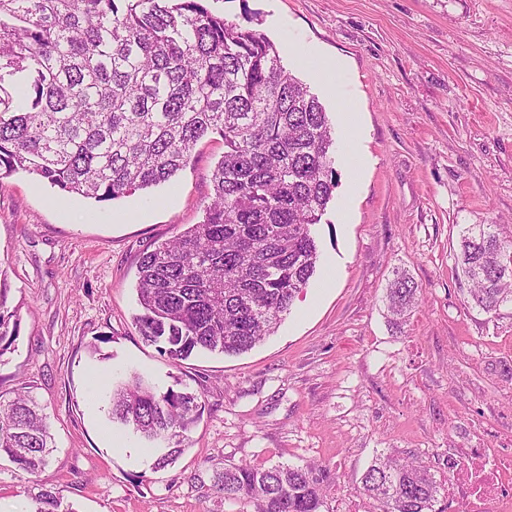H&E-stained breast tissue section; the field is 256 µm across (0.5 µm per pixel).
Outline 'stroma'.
I'll return each mask as SVG.
<instances>
[{"mask_svg":"<svg viewBox=\"0 0 512 512\" xmlns=\"http://www.w3.org/2000/svg\"><path fill=\"white\" fill-rule=\"evenodd\" d=\"M210 8L271 40L328 113L339 186L315 227L317 272L250 351L175 362L135 325L138 262L201 223L223 139H201L171 182L113 201L22 171L1 178L0 281L21 324L0 355V391H30L55 448L31 477L0 459V512H35L46 488L73 512H253L214 486L241 462L326 467L328 512H379L361 491L379 453L419 460L443 483L461 449L512 453V306H470L457 274L461 225L512 236V0ZM330 59L342 64L332 87L316 75ZM350 103L361 108L352 134ZM399 275L420 293L396 327L385 295ZM133 372L201 406L163 469L154 443L108 418L111 384Z\"/></svg>","mask_w":512,"mask_h":512,"instance_id":"stroma-1","label":"stroma"}]
</instances>
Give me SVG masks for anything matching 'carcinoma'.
<instances>
[{
	"instance_id": "obj_1",
	"label": "carcinoma",
	"mask_w": 512,
	"mask_h": 512,
	"mask_svg": "<svg viewBox=\"0 0 512 512\" xmlns=\"http://www.w3.org/2000/svg\"><path fill=\"white\" fill-rule=\"evenodd\" d=\"M210 134L224 139V156L203 222L138 268L136 324L175 360L251 350L315 274L312 227L338 185L327 112L269 39L207 0H0V176L21 170L63 193L116 200L171 181ZM460 246L471 301L488 314L512 305V236L466 224ZM417 292L396 278L390 312L404 318ZM19 333L0 288V356ZM198 411L195 396L134 374L112 388L108 414L166 441L154 462L165 468ZM52 448L38 402L0 392V456L33 476ZM216 487L254 512H323V473L308 465L228 466ZM441 490L426 466L391 454L362 478L380 512H445L434 509ZM38 500V512H71L51 490Z\"/></svg>"
}]
</instances>
